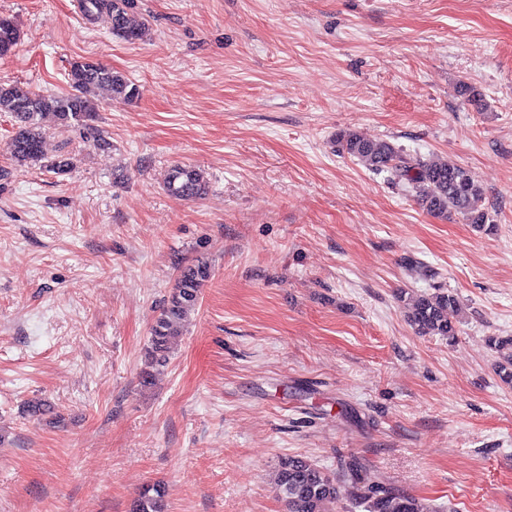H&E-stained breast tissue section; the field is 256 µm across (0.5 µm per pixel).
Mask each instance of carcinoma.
<instances>
[{
  "label": "carcinoma",
  "mask_w": 512,
  "mask_h": 512,
  "mask_svg": "<svg viewBox=\"0 0 512 512\" xmlns=\"http://www.w3.org/2000/svg\"><path fill=\"white\" fill-rule=\"evenodd\" d=\"M88 17H107L112 34L127 41L146 37L148 26L137 19V0H81ZM20 40L13 20L0 17V56L6 55ZM69 90L44 94L18 85L0 84V112L12 115L16 128L10 139L11 158L20 165H40L44 160L43 121L52 117L57 128L74 125L92 128L95 106L91 96L131 100L136 87L129 78L94 61H75L67 73ZM338 153L357 160L375 173H389L393 183L411 186L417 204L427 214L448 218L462 217L479 233H490L488 213L482 206L484 189L470 173L453 161L422 160L385 140L368 139L355 132L336 135ZM167 193L181 200L198 199L206 194L208 184L201 173L176 165L165 182ZM210 276L204 264L181 270L170 299L155 319L150 346L145 355L142 381L152 378L153 370L167 364L172 344L178 337L177 324L199 300L200 288ZM459 302L455 295L436 288L432 292L409 297L407 321L420 334L441 336L450 341L457 334L455 321ZM496 353L495 371L500 379L512 384V336L488 337ZM350 500L364 512H430L422 500L378 485H367L357 465L349 467ZM275 485L286 512H331L330 505L339 498L336 481L312 461L301 456L281 459ZM130 512H166L165 492L159 485L142 489L131 504Z\"/></svg>",
  "instance_id": "cac0c4a2"
}]
</instances>
